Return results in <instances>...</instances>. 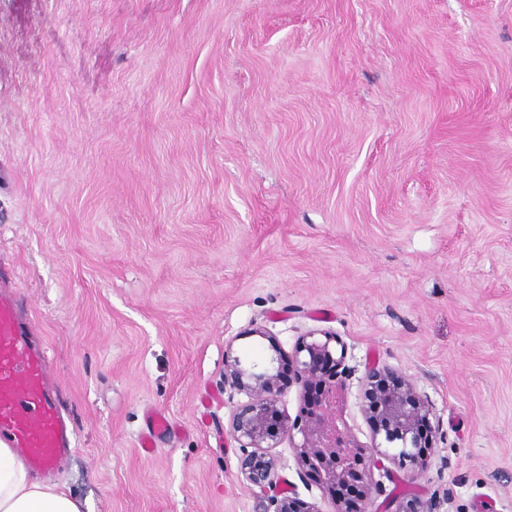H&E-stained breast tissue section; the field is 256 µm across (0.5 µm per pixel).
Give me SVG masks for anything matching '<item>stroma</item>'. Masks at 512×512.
<instances>
[{
    "label": "stroma",
    "mask_w": 512,
    "mask_h": 512,
    "mask_svg": "<svg viewBox=\"0 0 512 512\" xmlns=\"http://www.w3.org/2000/svg\"><path fill=\"white\" fill-rule=\"evenodd\" d=\"M0 267L86 512H266L224 356L320 330L360 444L369 363L432 407L428 468L375 471L372 512H512V0H0ZM302 441L276 476L336 512ZM396 498L397 508L392 512H440V502L436 499L423 500L415 495Z\"/></svg>",
    "instance_id": "35a3bbf8"
}]
</instances>
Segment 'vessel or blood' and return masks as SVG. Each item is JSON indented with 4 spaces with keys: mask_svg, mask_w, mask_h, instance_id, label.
<instances>
[{
    "mask_svg": "<svg viewBox=\"0 0 512 512\" xmlns=\"http://www.w3.org/2000/svg\"><path fill=\"white\" fill-rule=\"evenodd\" d=\"M0 440L19 450L29 465L61 466L71 446L70 431L50 390L44 351L32 347L0 271Z\"/></svg>",
    "mask_w": 512,
    "mask_h": 512,
    "instance_id": "obj_1",
    "label": "vessel or blood"
}]
</instances>
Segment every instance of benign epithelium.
Instances as JSON below:
<instances>
[{"instance_id":"1","label":"benign epithelium","mask_w":512,"mask_h":512,"mask_svg":"<svg viewBox=\"0 0 512 512\" xmlns=\"http://www.w3.org/2000/svg\"><path fill=\"white\" fill-rule=\"evenodd\" d=\"M336 336L328 331L311 332L296 344L288 359V378L302 389L304 407L299 421L289 423L279 414L281 351L269 366L245 367L239 358L224 360V385L248 396L235 406L230 428L245 452L239 460L242 476L251 484L273 486L276 459L268 452L282 437L303 436L297 446L298 459L309 475L336 497L337 512H369L373 471L389 460L405 469L424 470L433 447L429 401L396 368L373 363L367 367L361 385L364 411L371 423L373 444L361 447L329 424L336 416L340 393L346 386L343 367L345 349H336ZM394 512H439L440 502L415 495L397 498ZM272 512H317L297 496L293 485L270 498Z\"/></svg>"}]
</instances>
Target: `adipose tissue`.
Masks as SVG:
<instances>
[{
	"mask_svg": "<svg viewBox=\"0 0 512 512\" xmlns=\"http://www.w3.org/2000/svg\"><path fill=\"white\" fill-rule=\"evenodd\" d=\"M0 512H83V504L34 476L17 449L0 441Z\"/></svg>",
	"mask_w": 512,
	"mask_h": 512,
	"instance_id": "ef3b65f1",
	"label": "adipose tissue"
}]
</instances>
